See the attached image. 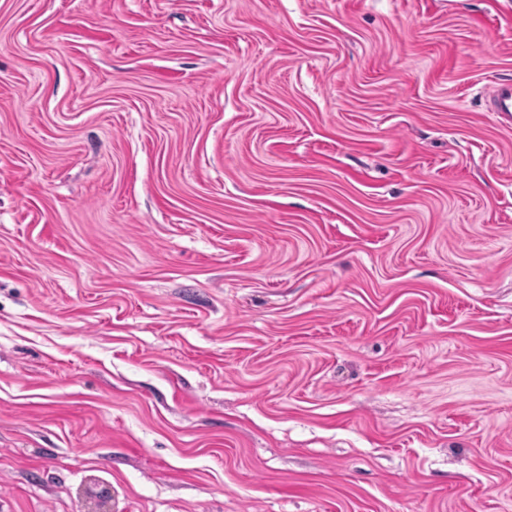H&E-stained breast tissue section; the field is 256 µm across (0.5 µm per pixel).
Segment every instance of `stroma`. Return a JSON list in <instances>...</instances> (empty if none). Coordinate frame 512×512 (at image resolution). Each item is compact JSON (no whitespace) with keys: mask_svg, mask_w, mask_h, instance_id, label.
I'll use <instances>...</instances> for the list:
<instances>
[{"mask_svg":"<svg viewBox=\"0 0 512 512\" xmlns=\"http://www.w3.org/2000/svg\"><path fill=\"white\" fill-rule=\"evenodd\" d=\"M512 0H0V512H512ZM490 101L491 112L512 115V83H495Z\"/></svg>","mask_w":512,"mask_h":512,"instance_id":"1","label":"stroma"}]
</instances>
